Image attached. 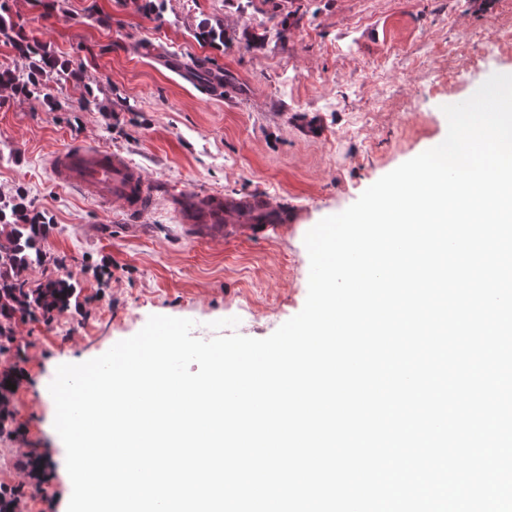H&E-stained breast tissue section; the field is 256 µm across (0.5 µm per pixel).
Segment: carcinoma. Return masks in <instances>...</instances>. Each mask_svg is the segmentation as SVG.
<instances>
[{"label":"carcinoma","instance_id":"1","mask_svg":"<svg viewBox=\"0 0 512 512\" xmlns=\"http://www.w3.org/2000/svg\"><path fill=\"white\" fill-rule=\"evenodd\" d=\"M8 2L0 0V40L28 61L29 73L23 79L10 70H1L0 87L16 93L34 94L52 104L56 100L54 83L76 74L73 61L31 43L6 9ZM194 38L200 44L218 49L224 46V27L205 20L196 27ZM48 231L49 225L28 209L21 196L0 201V354L10 349L13 325L17 320H45L78 298L77 288L64 279L49 278L31 287L24 277L29 267L46 262L43 241ZM13 384L15 380L10 368L1 369L0 437H10L16 432L11 406ZM19 508L15 491L0 485V512H19Z\"/></svg>","mask_w":512,"mask_h":512}]
</instances>
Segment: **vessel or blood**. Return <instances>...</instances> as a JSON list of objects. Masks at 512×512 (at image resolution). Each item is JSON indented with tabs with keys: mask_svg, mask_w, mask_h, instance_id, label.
<instances>
[{
	"mask_svg": "<svg viewBox=\"0 0 512 512\" xmlns=\"http://www.w3.org/2000/svg\"><path fill=\"white\" fill-rule=\"evenodd\" d=\"M51 172L57 183L103 204L121 203L133 214L147 212L156 202L152 184L138 168L94 147L78 146L54 153ZM169 203L182 223L203 224L211 230L238 221L262 225L288 221L287 210L264 195L232 199L220 193L184 192L172 195Z\"/></svg>",
	"mask_w": 512,
	"mask_h": 512,
	"instance_id": "1",
	"label": "vessel or blood"
}]
</instances>
